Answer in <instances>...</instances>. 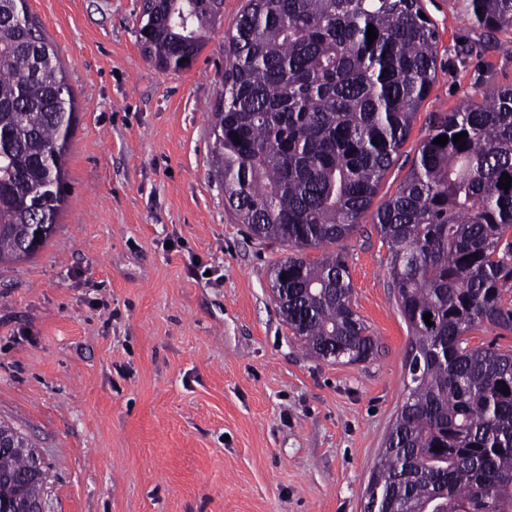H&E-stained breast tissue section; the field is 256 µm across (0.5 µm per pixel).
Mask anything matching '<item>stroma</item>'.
<instances>
[{
    "mask_svg": "<svg viewBox=\"0 0 512 512\" xmlns=\"http://www.w3.org/2000/svg\"><path fill=\"white\" fill-rule=\"evenodd\" d=\"M27 4L78 113L54 234L0 266V420L36 442L46 512H362L412 348L374 210L437 113L512 85V32L423 0L437 76L345 243L353 307L382 350L342 364L304 354L270 291L287 247L238 223L210 168L224 35L246 0H224L180 72L144 57L142 0Z\"/></svg>",
    "mask_w": 512,
    "mask_h": 512,
    "instance_id": "stroma-1",
    "label": "stroma"
}]
</instances>
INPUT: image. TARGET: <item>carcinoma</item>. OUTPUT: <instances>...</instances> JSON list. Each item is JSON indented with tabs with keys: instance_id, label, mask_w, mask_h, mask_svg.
I'll return each instance as SVG.
<instances>
[{
	"instance_id": "1",
	"label": "carcinoma",
	"mask_w": 512,
	"mask_h": 512,
	"mask_svg": "<svg viewBox=\"0 0 512 512\" xmlns=\"http://www.w3.org/2000/svg\"><path fill=\"white\" fill-rule=\"evenodd\" d=\"M222 2L143 0L145 57L163 71L190 67ZM458 4L485 32L512 31V0ZM422 12V0H247L224 39L214 175L239 223L292 250L272 268L271 292L317 360L359 363L378 349L353 309L338 246L357 231L436 78V31ZM76 124L42 23L27 0H0V265L31 259L54 232ZM504 173L512 177V86L434 116L376 213L418 365L372 475L377 512H512V353L466 338L484 322L512 326ZM36 456L0 421V512L44 501Z\"/></svg>"
}]
</instances>
